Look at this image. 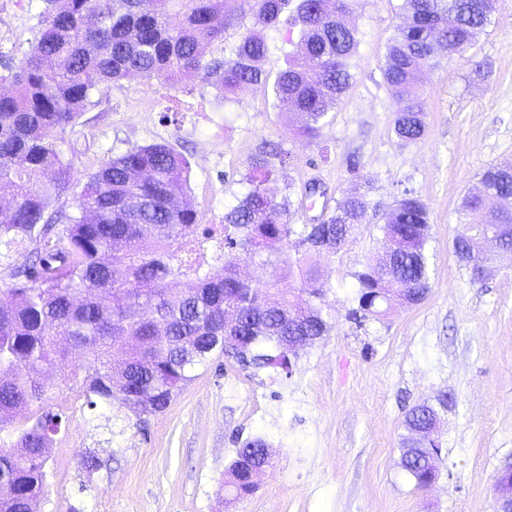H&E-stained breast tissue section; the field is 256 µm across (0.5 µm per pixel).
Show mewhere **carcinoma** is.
Returning <instances> with one entry per match:
<instances>
[{"instance_id":"carcinoma-1","label":"carcinoma","mask_w":512,"mask_h":512,"mask_svg":"<svg viewBox=\"0 0 512 512\" xmlns=\"http://www.w3.org/2000/svg\"><path fill=\"white\" fill-rule=\"evenodd\" d=\"M358 0H49L32 50L7 78L14 86L0 95V247L15 248L63 225L36 260L15 271L16 282L0 288V432L21 415L23 425L0 435V512H32L45 485L52 434L62 417L29 415L45 396L46 363L62 376L81 380L90 406L122 405L141 419L163 412L215 353H225V304L236 311L234 342L254 369L288 374V337L314 344L327 331L316 300L329 282L306 256L336 253L365 223L369 201L356 190L322 212L319 225L296 224L271 159L284 161L279 145L263 142L250 159L249 189L224 214L217 244L236 248L258 268L298 277L307 287L279 288V303L230 267L205 265L214 236L196 234L197 210L186 193L185 159L165 143L130 150L93 172L76 210L57 207L70 184V164L57 147L60 134L84 112L92 90L121 79L166 80L193 71L224 95L267 80L262 63L270 51L262 37L225 32L251 12L258 23L283 33L285 67L273 90L277 106L298 111L294 135L319 138L337 102L352 86L359 31L343 23ZM404 22L386 45L382 77L395 98L393 131L413 143L425 131L426 104L420 78L445 56L463 55L492 23L494 0H403ZM180 17L178 26L170 15ZM212 47L220 55L205 57ZM51 173L42 180L41 176ZM481 193L462 201L460 214L486 225L512 226V163L486 167ZM426 204L406 193L400 208L381 225L383 239L404 238L399 256L381 255L352 277L358 307L352 315L383 316L399 298L385 276L390 268L409 284L402 303L416 305L429 291ZM477 232L471 223L453 240L454 254L471 259ZM305 246L292 257L290 246ZM60 328L69 345L87 354L83 373L66 366L67 350L51 339ZM427 421L423 405L405 416L406 429ZM267 445L254 438L237 449L227 486L240 499L256 485L240 468L242 458L270 466ZM419 488L437 477V466L401 462Z\"/></svg>"}]
</instances>
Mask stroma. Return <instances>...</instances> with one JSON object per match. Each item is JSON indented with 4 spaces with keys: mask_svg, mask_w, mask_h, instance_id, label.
<instances>
[{
    "mask_svg": "<svg viewBox=\"0 0 512 512\" xmlns=\"http://www.w3.org/2000/svg\"><path fill=\"white\" fill-rule=\"evenodd\" d=\"M402 0H359L348 21L363 35L355 81L315 143L295 139L271 83L224 101L200 74L170 81L99 85L66 128L60 148L74 210L89 174L127 151L171 144L190 168L188 194L201 228L224 221L248 190V163L262 142L289 151L279 185L308 223L303 189L322 182L330 201L354 186L368 193L366 224L339 252L314 256L329 279L324 338L292 359L290 374L254 371L220 355L165 412L137 419L125 407H88L72 380L45 367L49 385L34 412L61 414L48 478L35 512H494V484L512 460V254L473 279L452 249L460 204L483 170L512 161V0H496L492 24L461 57L425 75L422 139L393 133L394 103L381 67ZM44 0H0V93L41 29ZM429 210L430 290L420 304L356 322L354 271L380 249L378 226L403 191ZM441 410L438 477L421 489L400 465L406 411ZM262 438L271 464L253 496L224 491L241 443ZM99 467H85L87 455Z\"/></svg>",
    "mask_w": 512,
    "mask_h": 512,
    "instance_id": "obj_1",
    "label": "stroma"
}]
</instances>
